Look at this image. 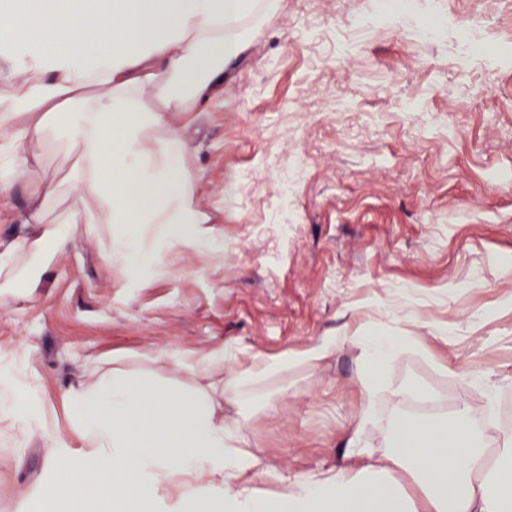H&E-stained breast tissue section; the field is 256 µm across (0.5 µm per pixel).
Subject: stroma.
<instances>
[{
  "label": "stroma",
  "mask_w": 512,
  "mask_h": 512,
  "mask_svg": "<svg viewBox=\"0 0 512 512\" xmlns=\"http://www.w3.org/2000/svg\"><path fill=\"white\" fill-rule=\"evenodd\" d=\"M478 8L512 40V0H411L403 19L377 0H281L209 107L179 118L219 254L188 251L132 281L79 235L37 265L33 293L0 287V374L36 401L29 415L0 405V512L49 479L54 438L87 451L70 394L116 361L184 390L204 382L184 355L226 347L235 370L344 337L243 406L247 447L291 478L348 462L358 327L414 338L362 433L376 455L390 416L465 402L486 422L512 403V66L457 56ZM444 15L454 27L422 39ZM14 184L0 252L40 230L22 221L28 173Z\"/></svg>",
  "instance_id": "1"
}]
</instances>
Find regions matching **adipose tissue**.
Segmentation results:
<instances>
[{
	"label": "adipose tissue",
	"instance_id": "obj_1",
	"mask_svg": "<svg viewBox=\"0 0 512 512\" xmlns=\"http://www.w3.org/2000/svg\"><path fill=\"white\" fill-rule=\"evenodd\" d=\"M279 7L280 0H0V132L11 155L0 167V200L11 196L21 168L30 176L27 223H44L49 200L67 203L65 227L10 250L0 280L27 287L28 255L61 249L78 230L98 238L109 267L130 278L154 272L170 254L216 250L192 148L173 119L202 111ZM54 143L73 160L62 181L45 169ZM354 341L366 354L362 428L373 419L379 370L403 344L367 331ZM341 342L325 336L240 371L228 370V350L213 351L193 368L218 377L214 395L173 391L117 365L103 371L72 393L93 450L75 454L56 441L66 466L37 492L42 512H70L77 502L87 512H512V437L487 466V435L466 405L449 419L388 421L383 457L355 434L350 465L278 477L275 493L247 484L261 460L244 445L242 420L218 415V405H234L246 388L295 366H317Z\"/></svg>",
	"mask_w": 512,
	"mask_h": 512
}]
</instances>
